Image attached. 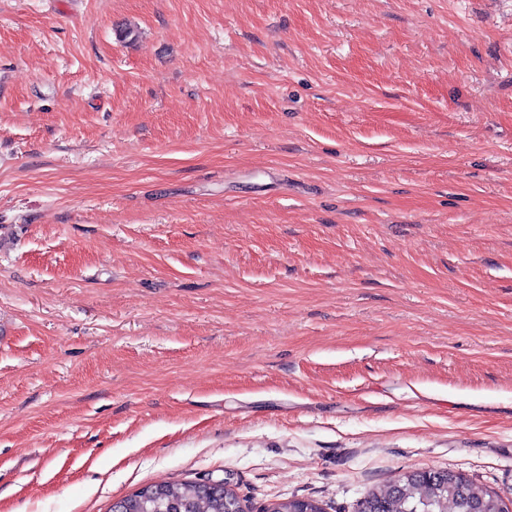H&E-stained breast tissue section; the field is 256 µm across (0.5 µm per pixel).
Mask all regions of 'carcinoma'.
I'll return each mask as SVG.
<instances>
[{
	"mask_svg": "<svg viewBox=\"0 0 512 512\" xmlns=\"http://www.w3.org/2000/svg\"><path fill=\"white\" fill-rule=\"evenodd\" d=\"M245 512L243 503L221 481L198 479L148 485L123 498L112 512ZM265 512H325L311 498H291L268 505ZM358 512H507L500 494L475 486L448 471H415L383 491L370 492Z\"/></svg>",
	"mask_w": 512,
	"mask_h": 512,
	"instance_id": "carcinoma-1",
	"label": "carcinoma"
}]
</instances>
